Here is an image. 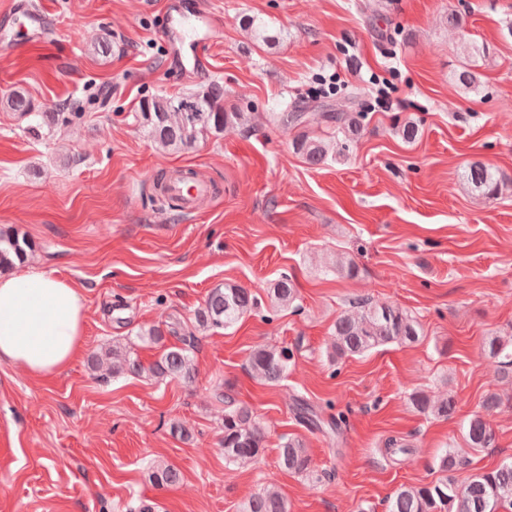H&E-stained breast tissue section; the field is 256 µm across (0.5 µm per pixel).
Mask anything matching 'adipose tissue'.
<instances>
[{"mask_svg": "<svg viewBox=\"0 0 512 512\" xmlns=\"http://www.w3.org/2000/svg\"><path fill=\"white\" fill-rule=\"evenodd\" d=\"M86 307L68 280L35 267L0 275V362L44 378L82 351Z\"/></svg>", "mask_w": 512, "mask_h": 512, "instance_id": "adipose-tissue-1", "label": "adipose tissue"}]
</instances>
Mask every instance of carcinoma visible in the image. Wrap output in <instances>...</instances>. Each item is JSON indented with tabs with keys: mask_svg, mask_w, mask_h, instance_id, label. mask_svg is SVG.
<instances>
[{
	"mask_svg": "<svg viewBox=\"0 0 512 512\" xmlns=\"http://www.w3.org/2000/svg\"><path fill=\"white\" fill-rule=\"evenodd\" d=\"M243 26L254 31L264 42L276 36L267 33L266 25L252 16L243 19ZM465 88L477 89L479 79L474 65L464 62L455 74ZM7 107L26 116L28 130L34 134L47 125H68L81 116L79 112H39L23 94L13 93L5 99ZM269 120L286 132L304 125L306 107L293 105L268 113ZM321 119L333 128L328 137L314 136L302 131L294 138V149L311 166L327 163L336 155V147L348 149L360 134L362 119L357 112H323ZM137 121L147 135L162 149L185 151L193 147L199 137H218L226 131L244 125L248 118L242 112L224 108V86L215 82L207 88L186 96H173L165 92L145 99L140 105ZM343 142L336 143V135ZM464 181L483 198L493 200L512 188L509 177L481 161L470 163L463 174ZM30 242L16 235H0V270H9L15 262L24 261ZM272 308L293 305L298 298L292 277L284 274L267 289ZM255 292L240 285L214 288L208 294L203 308L197 314L198 324L204 328H228L258 308ZM356 311L344 313L336 319L332 333V355L336 357L365 354L377 347L394 342L414 343L421 331L418 322L406 311L391 303H375L363 298L355 303ZM485 353L500 360L507 368L504 375L512 379V335L489 336L484 341ZM294 353L287 347H258L248 360V371L256 379L275 384L284 378ZM139 360L127 353L112 365L116 373L140 374L145 371ZM159 379H178L191 383L195 372L185 347H172L147 369ZM413 408L425 416L446 418L456 409V400L450 396L436 400L424 391L410 395ZM297 418L320 427L319 410L306 398L292 396ZM464 439L470 448H489L495 440L493 430L480 413L473 414L464 425ZM265 434L253 419L252 411L224 396V460L230 465H247L256 462L264 451ZM411 449L395 437L384 441L383 453L395 458L408 455ZM279 463L290 473L307 475L312 471V459L299 440H288L280 448ZM453 448H446L439 456L437 480L415 486H400L386 500V512H505L512 508V460L491 470L470 474L463 480L448 473L464 468ZM241 512H290L287 498L275 489H265L252 496L242 506Z\"/></svg>",
	"mask_w": 512,
	"mask_h": 512,
	"instance_id": "carcinoma-1",
	"label": "carcinoma"
}]
</instances>
